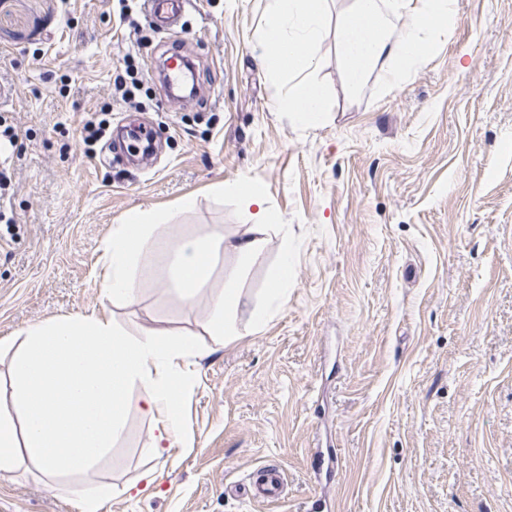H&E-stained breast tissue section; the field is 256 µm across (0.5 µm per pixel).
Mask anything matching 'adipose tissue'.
Listing matches in <instances>:
<instances>
[{
  "instance_id": "ef3b65f1",
  "label": "adipose tissue",
  "mask_w": 512,
  "mask_h": 512,
  "mask_svg": "<svg viewBox=\"0 0 512 512\" xmlns=\"http://www.w3.org/2000/svg\"><path fill=\"white\" fill-rule=\"evenodd\" d=\"M331 18L335 55L355 93L376 71L390 84L407 80L454 28L456 0H349L336 11L329 0H267L261 59L277 74L294 77L274 106L301 125L322 121L328 98L315 77L319 59L302 46L318 40ZM234 192L255 219L246 233H208L167 247L170 281L188 303L209 282L219 253L236 257L224 268V292L213 300L207 322L213 335L228 339L237 333L242 264L262 250L268 230L259 191L238 186ZM155 227L153 214L134 209L113 229L100 280L114 306L134 303V263ZM195 352L189 341L172 344L154 333L124 339L112 319L95 314L29 329L12 359L9 382H0V401L13 406L0 412V472L31 464L68 487L77 512H102L105 495L88 482L90 471L111 455L134 406L154 421V457L172 448L181 431L175 394L184 381L175 363ZM62 458L68 463L63 474L56 469Z\"/></svg>"
}]
</instances>
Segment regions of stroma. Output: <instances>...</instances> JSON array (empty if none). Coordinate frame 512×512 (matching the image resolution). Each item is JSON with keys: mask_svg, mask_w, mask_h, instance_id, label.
Wrapping results in <instances>:
<instances>
[{"mask_svg": "<svg viewBox=\"0 0 512 512\" xmlns=\"http://www.w3.org/2000/svg\"><path fill=\"white\" fill-rule=\"evenodd\" d=\"M264 4L193 0L186 34L140 46L117 0H0V116L18 132L0 340L105 314L129 335L196 344L179 362L192 384L167 462L148 451L151 419L130 410L92 475L112 492L103 512H512V0H457L456 27L408 80L376 74L355 95L327 23L308 47L330 92L311 126L272 105L288 83L259 60ZM167 50L196 58L190 101L165 98ZM129 54L148 95L114 112ZM100 110L110 128L155 130L156 149L104 163L111 137L78 140ZM233 184L288 227L267 233L241 284L238 336L203 330L230 256L187 304L166 252L146 245L136 301L113 306L99 284L113 227L139 208L163 243L243 233ZM268 465L285 472L282 501L230 493ZM149 474L144 493L122 494ZM0 512L76 510L25 465L0 474Z\"/></svg>", "mask_w": 512, "mask_h": 512, "instance_id": "obj_1", "label": "stroma"}]
</instances>
